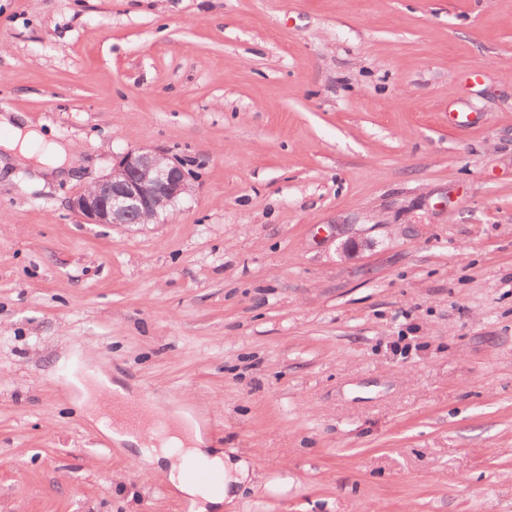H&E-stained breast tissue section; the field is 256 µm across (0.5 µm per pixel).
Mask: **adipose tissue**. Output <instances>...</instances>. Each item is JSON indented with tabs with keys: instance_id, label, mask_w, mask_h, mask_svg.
I'll return each instance as SVG.
<instances>
[{
	"instance_id": "adipose-tissue-1",
	"label": "adipose tissue",
	"mask_w": 512,
	"mask_h": 512,
	"mask_svg": "<svg viewBox=\"0 0 512 512\" xmlns=\"http://www.w3.org/2000/svg\"><path fill=\"white\" fill-rule=\"evenodd\" d=\"M151 415L167 419L172 431V440L183 445L180 456H173L167 446L150 448L146 458L151 462H164L173 471L172 482L182 494L188 497L197 512H206L207 505L219 504L234 500L240 486L250 482V471L247 461L232 459L226 454L208 448L206 440L200 433L198 425L183 411L168 412L154 407ZM207 460L210 466L219 473L220 478L212 484L191 482L183 477V471L189 463Z\"/></svg>"
}]
</instances>
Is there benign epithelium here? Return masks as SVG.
Wrapping results in <instances>:
<instances>
[{
  "mask_svg": "<svg viewBox=\"0 0 512 512\" xmlns=\"http://www.w3.org/2000/svg\"><path fill=\"white\" fill-rule=\"evenodd\" d=\"M191 191L181 164L164 151L138 147L113 158L112 169L69 201L85 224L137 226L159 223Z\"/></svg>",
  "mask_w": 512,
  "mask_h": 512,
  "instance_id": "obj_1",
  "label": "benign epithelium"
}]
</instances>
